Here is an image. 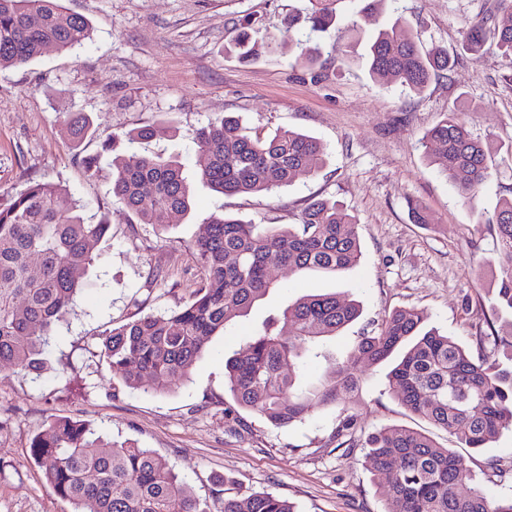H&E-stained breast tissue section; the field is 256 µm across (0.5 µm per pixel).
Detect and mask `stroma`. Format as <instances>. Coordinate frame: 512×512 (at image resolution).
Instances as JSON below:
<instances>
[{"mask_svg":"<svg viewBox=\"0 0 512 512\" xmlns=\"http://www.w3.org/2000/svg\"><path fill=\"white\" fill-rule=\"evenodd\" d=\"M87 18L90 40L72 52L47 48L30 64L0 70V198L35 179L67 189L87 216L108 215L112 236L96 246L73 311L51 340L42 368L30 374L0 366V512H73L52 495L29 445L50 418L87 421L107 437L130 439L174 465L204 512H220L225 497L270 493L300 512H383L384 503L364 467L362 439L391 425L429 433L441 446L454 438L408 412L391 394V361L358 362L364 380L354 396L312 411L304 423L276 427L249 413L226 414L224 357L269 318L304 294L337 293L359 303L360 317L323 342L306 380H317L329 357H344L359 336L397 308L423 311L428 326L472 345L477 330L512 333V316L490 300L498 286L496 244L485 212L512 195V159L498 154L477 199L463 202L454 185L429 164L423 137L444 113L467 105L471 134L491 146L512 144V57L493 46L464 51L468 30L496 0H388L379 23L402 18L425 49H448L454 68L421 94L373 81L364 53L374 25L360 21L362 0H345L335 51L315 69L295 60L294 45L323 34L306 23L286 29L307 0H62ZM261 48L243 61L232 43L245 23ZM377 22V23H378ZM283 43L269 52L267 37ZM94 122L83 154H100L112 134L154 126L143 143H122L129 162L175 156L193 192L183 223L166 231L137 219L89 177L70 145L69 113ZM236 115L261 136L295 129L319 140L323 168L288 186L226 196L199 177L203 158L196 128ZM329 198L354 217L361 245L358 263L343 273L270 272L278 289L244 318L228 325L195 364L189 379L168 389H113L100 354L106 329L187 302L201 284L190 248L200 224L229 214L253 224H296L313 200ZM431 216L413 223L409 202ZM356 421L358 446L338 447L340 418Z\"/></svg>","mask_w":512,"mask_h":512,"instance_id":"1","label":"stroma"}]
</instances>
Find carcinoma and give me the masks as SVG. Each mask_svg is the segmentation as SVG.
Instances as JSON below:
<instances>
[{
  "label": "carcinoma",
  "instance_id": "obj_1",
  "mask_svg": "<svg viewBox=\"0 0 512 512\" xmlns=\"http://www.w3.org/2000/svg\"><path fill=\"white\" fill-rule=\"evenodd\" d=\"M341 2L310 0L311 30L339 28ZM489 28L498 50L512 57V0H497L496 9L468 31L466 48H484ZM90 33L88 21L59 0H0V69L25 66L50 46L69 51ZM235 51L242 60L256 54L248 33L236 40ZM366 60L371 79L414 94L453 66L447 52L423 50L400 19L371 37ZM92 127L89 116L69 115L66 131L73 148L81 147ZM195 141L205 157L202 181L224 195L269 192L319 171L326 161L323 145L307 134L282 129L267 138L254 136L234 116L201 127ZM425 144L429 163L463 201L478 196L495 156L471 136L462 113H447L426 133ZM83 163L90 176L105 178L112 196L141 224L165 230L181 223L190 208L176 158L146 155L132 164L114 154L105 174L97 157L85 156ZM486 223L495 233L500 269L493 310L512 313V197L498 200ZM110 228L104 216L86 221L82 206L54 184L29 181L0 200V365L20 373L37 369L54 327L88 286L94 248ZM191 248L202 284L189 301L103 333L101 355L123 388L161 392L169 380L190 377L213 337L277 288L270 257L293 274H334L352 267L361 254L357 224L329 199L310 203L298 224H251L215 215L200 225ZM359 315V304L334 293L306 294L288 304L280 319L290 337L265 327L225 358L224 387L232 400L225 410L250 411L277 426L301 422L314 408L358 389V357L380 363L403 347L388 385L408 411L473 451L488 447L501 431H512V368L494 359L500 350H512V336L481 331L471 349L426 328L418 310L392 312L318 383H303L296 375L303 358ZM364 448L385 512H512V495L488 500L463 454L423 432L384 428L368 436ZM30 454L48 490L71 502L74 512H205L164 458L133 442L108 441L82 420L51 419L32 438ZM220 512L298 510L263 493L228 497Z\"/></svg>",
  "mask_w": 512,
  "mask_h": 512
}]
</instances>
